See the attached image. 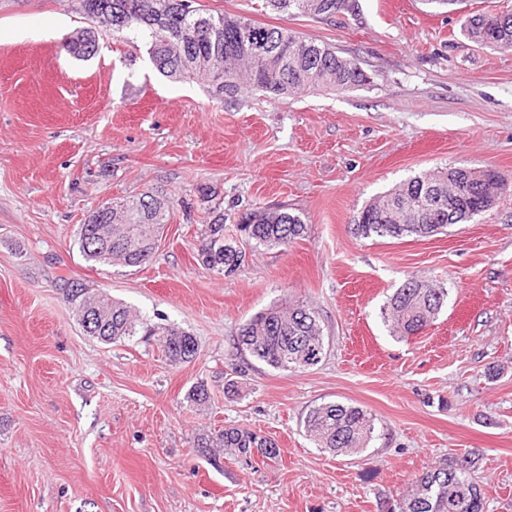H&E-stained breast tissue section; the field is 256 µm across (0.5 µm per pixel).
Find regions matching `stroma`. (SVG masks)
Wrapping results in <instances>:
<instances>
[{
	"label": "stroma",
	"instance_id": "obj_1",
	"mask_svg": "<svg viewBox=\"0 0 512 512\" xmlns=\"http://www.w3.org/2000/svg\"><path fill=\"white\" fill-rule=\"evenodd\" d=\"M199 2L335 46L369 81L227 104L159 73L139 41L107 34L94 56L70 55L66 37L93 25L81 0H0V512H383L424 467L468 450L486 512H512V48L460 32L465 15L512 0H356L332 21ZM449 166L493 168L507 191L433 236L354 235L370 201ZM145 194L170 206L152 260H86L91 211ZM282 204L306 225L288 248L248 252L229 277L201 264L210 207L230 235L244 212ZM61 274L183 328L196 358L171 364L141 335L87 336ZM412 276L448 303L401 341L380 309ZM285 303L315 309L325 357L301 373L255 364L225 396L249 362L239 327ZM200 382L202 408L187 399ZM332 401L372 415L363 452L306 435L308 409ZM231 426L279 456L215 466L196 452L197 433Z\"/></svg>",
	"mask_w": 512,
	"mask_h": 512
}]
</instances>
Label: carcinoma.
Here are the masks:
<instances>
[{"mask_svg": "<svg viewBox=\"0 0 512 512\" xmlns=\"http://www.w3.org/2000/svg\"><path fill=\"white\" fill-rule=\"evenodd\" d=\"M266 7L283 15H312L334 19L354 9L348 0H264ZM195 0H82L85 14L106 27V32L123 39L141 40L156 69L167 77L201 75L215 96L228 102L244 89L286 97L319 89L348 90L368 81V76L352 58L328 44L306 39L286 27H264L249 19L222 12L206 13L193 6ZM248 26L251 41L268 46L270 58L250 59L240 30ZM461 31L485 47L512 48V10L487 11L468 15ZM98 32H80L65 44L77 58L95 54ZM506 191L496 172L448 167L413 176L400 187L366 205L354 218L358 237H424L437 234L452 224L463 223L490 209ZM213 220L199 239L203 264L227 276L245 265L246 247L288 246L302 236V218L282 206L276 210L256 209L241 216L237 231L242 241L224 235V213L213 210ZM167 213L154 198L130 200L112 212L94 210L80 225L79 244L84 255L102 263L140 267L154 253ZM66 298L77 309L80 324L91 311L104 322L106 331L96 336L115 343L137 335L141 322L121 302L104 293L89 291L77 296L84 284L60 277ZM407 283L391 295L381 309L390 332L407 339L429 326L442 311L448 290L422 281V287ZM147 333L172 364L190 362L197 354L196 340L188 332L171 325L153 326ZM326 343L317 312L304 303L272 306L242 324L236 350L269 367L291 372L311 368L304 358L305 348ZM317 446L336 454H357L374 438L375 423L363 409L341 402L315 406L302 420ZM194 447L215 463L213 449L224 448L248 457L258 452L267 459L279 456L272 442L252 430L234 426L216 433L196 436ZM475 453L462 455L431 466L415 477L410 489L394 500L387 512H485L480 486L471 476Z\"/></svg>", "mask_w": 512, "mask_h": 512, "instance_id": "obj_1", "label": "carcinoma"}]
</instances>
